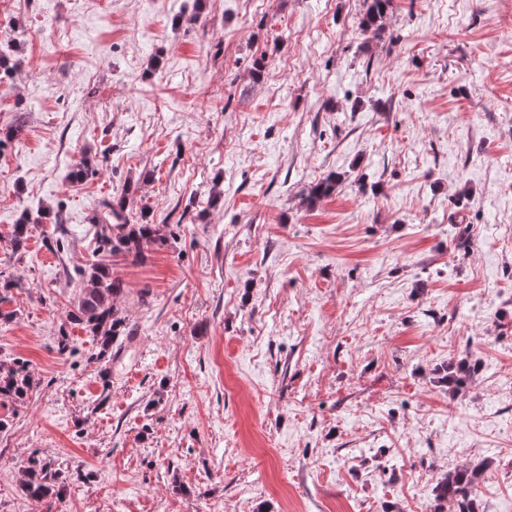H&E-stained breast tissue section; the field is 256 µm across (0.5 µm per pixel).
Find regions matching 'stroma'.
<instances>
[{"label":"stroma","instance_id":"obj_1","mask_svg":"<svg viewBox=\"0 0 512 512\" xmlns=\"http://www.w3.org/2000/svg\"><path fill=\"white\" fill-rule=\"evenodd\" d=\"M363 12L0 0V363L34 380L0 397V512H433L482 459L479 512H512V0H393L379 36ZM124 190L169 242L112 263L103 379L69 314ZM32 456L60 497L22 493ZM447 370L446 380L448 387L454 391H459L467 384L471 376L476 373L477 367L467 356L455 362H449Z\"/></svg>","mask_w":512,"mask_h":512}]
</instances>
